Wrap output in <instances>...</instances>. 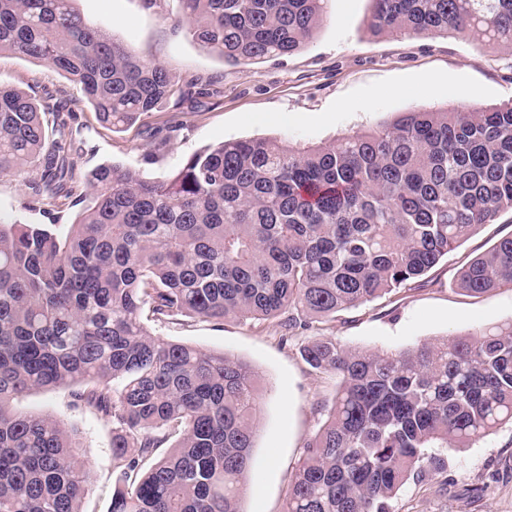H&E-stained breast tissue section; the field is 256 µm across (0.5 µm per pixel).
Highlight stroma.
Segmentation results:
<instances>
[{"instance_id":"35a3bbf8","label":"stroma","mask_w":512,"mask_h":512,"mask_svg":"<svg viewBox=\"0 0 512 512\" xmlns=\"http://www.w3.org/2000/svg\"><path fill=\"white\" fill-rule=\"evenodd\" d=\"M82 15L170 74L175 93L144 122L120 131L101 127L78 86L50 66L5 52L0 80L36 95L72 99L71 158L80 172L117 164L147 179L173 173L194 151L223 141L271 137L315 145L391 123L402 112L456 106L477 98L491 106L512 99V48L472 38L374 34L371 0H329L328 18L298 52L250 65L224 63L203 50L180 20L178 0H77ZM0 179V215L23 224H54L63 234L75 212L62 201L27 209V178ZM512 235V212L483 225L448 253L422 285L312 322L285 340L273 321L184 318L148 323L152 336L243 359L255 369L262 420L255 464L241 512H283L305 446L324 422L339 383L311 368L302 349L330 336L351 350H390L512 321V288L471 298L455 286L463 266ZM16 406L78 429L92 470L84 512H109L112 425L72 407L69 389L34 391ZM391 512H512V424L465 448L450 449L445 470L408 481Z\"/></svg>"}]
</instances>
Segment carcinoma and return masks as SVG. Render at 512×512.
I'll list each match as a JSON object with an SVG mask.
<instances>
[{
    "label": "carcinoma",
    "instance_id": "carcinoma-1",
    "mask_svg": "<svg viewBox=\"0 0 512 512\" xmlns=\"http://www.w3.org/2000/svg\"><path fill=\"white\" fill-rule=\"evenodd\" d=\"M75 2L0 0V53L62 73L97 121L119 130L174 85ZM326 2L179 0L194 40L232 65L301 49L326 20ZM372 2L375 33L512 44V0ZM70 113L62 96L0 82V178L34 163L29 204L63 197L78 208L63 237L49 224L0 219V512H82L91 469L78 433L14 407L60 387L112 423L111 512H241L261 423L256 372L155 338L144 322L234 317L305 329L421 282L512 211V101L402 112L325 146L222 142L153 181L114 164L80 175ZM81 179L87 193L76 196ZM504 284L512 235L457 279L473 297ZM303 354L341 382L284 512H390L409 478L442 469L435 449L512 423V322L395 351L317 336Z\"/></svg>",
    "mask_w": 512,
    "mask_h": 512
}]
</instances>
